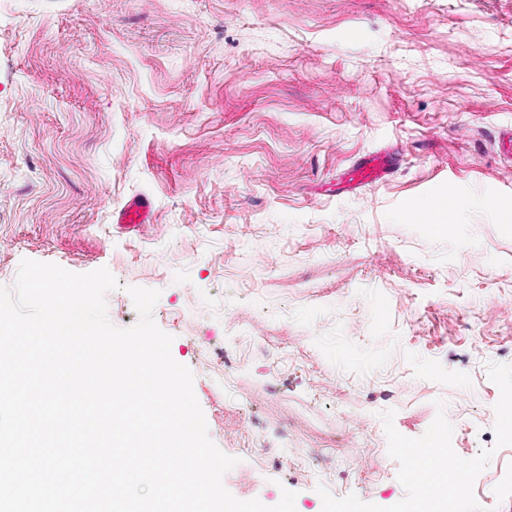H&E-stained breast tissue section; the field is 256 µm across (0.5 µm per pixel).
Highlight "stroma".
<instances>
[{
    "instance_id": "35a3bbf8",
    "label": "stroma",
    "mask_w": 512,
    "mask_h": 512,
    "mask_svg": "<svg viewBox=\"0 0 512 512\" xmlns=\"http://www.w3.org/2000/svg\"><path fill=\"white\" fill-rule=\"evenodd\" d=\"M511 133L512 0H0V286L108 268L120 328L158 290L238 499L391 512L444 426L456 512H512ZM393 159L391 153L362 158L343 174L342 188L352 190L383 183L392 172ZM151 209V204L146 196L133 199L120 214L119 221L122 224L146 223Z\"/></svg>"
}]
</instances>
